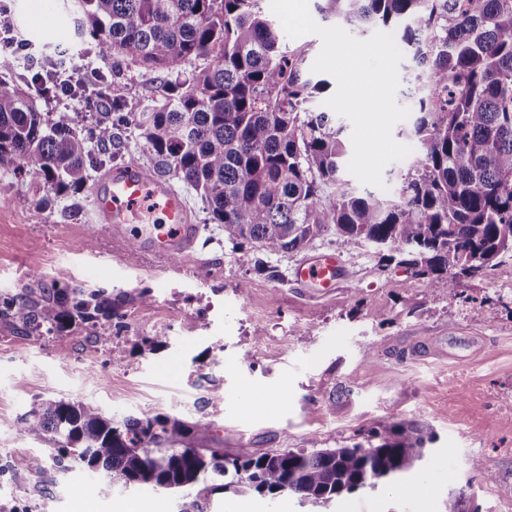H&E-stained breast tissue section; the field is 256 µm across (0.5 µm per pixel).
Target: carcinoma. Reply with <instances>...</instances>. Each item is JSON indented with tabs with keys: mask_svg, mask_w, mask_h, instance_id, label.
<instances>
[{
	"mask_svg": "<svg viewBox=\"0 0 512 512\" xmlns=\"http://www.w3.org/2000/svg\"><path fill=\"white\" fill-rule=\"evenodd\" d=\"M261 0H74L82 33L112 58L163 77L161 98L131 114L120 91L112 111L91 113L76 130L33 105L48 81L0 90V167L21 163L57 195L83 186L88 168L127 152L130 125L151 160L146 175L175 174L195 190L208 223L268 255L302 251L334 230L346 246L363 239L414 274L459 296L461 277L482 274L512 253V0H315L325 20L375 25L413 50L425 76L409 136L424 158L401 175L394 196L355 195L340 178L345 145L330 112L306 107L313 84L304 52L282 47ZM198 63L192 71L186 65ZM97 143L93 152L89 144ZM133 301H152L65 284L48 294L0 301V319L51 334L100 317L124 323ZM170 415L116 426L99 408L43 399L18 431L51 445L65 461L130 485L189 491L211 472L220 490L289 492L316 504L419 469L421 430L388 420L368 445L286 449L229 457L200 448Z\"/></svg>",
	"mask_w": 512,
	"mask_h": 512,
	"instance_id": "cac0c4a2",
	"label": "carcinoma"
}]
</instances>
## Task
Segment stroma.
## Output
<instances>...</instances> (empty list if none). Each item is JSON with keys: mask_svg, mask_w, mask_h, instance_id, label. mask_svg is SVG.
Segmentation results:
<instances>
[{"mask_svg": "<svg viewBox=\"0 0 512 512\" xmlns=\"http://www.w3.org/2000/svg\"><path fill=\"white\" fill-rule=\"evenodd\" d=\"M7 2L27 49L0 52L5 85L28 76L30 58L50 64L56 21L74 20L67 0H52L47 22L36 0ZM68 43L77 64L102 69L94 92L117 82L129 111L153 103L156 74L129 68L114 77L106 46L75 33ZM100 175L87 170L78 194L55 196L28 170L0 167V295L72 283L153 297L128 305L121 329L103 321L39 335L0 321V512H77L83 503L90 512H512L511 257L462 280L452 300L368 244L343 248L326 233L313 252L340 254L349 278L315 294L290 282L301 253L269 256L225 238L189 188L199 227L190 254L174 261L114 239L93 221ZM21 197L29 207L18 206ZM86 240L93 249H81ZM150 336L164 346L148 350ZM39 398L91 403L117 422L157 414L199 422L196 445L228 455L338 448L391 418L433 440L414 474L325 504L288 493L186 494L76 463L56 467L48 445L14 426Z\"/></svg>", "mask_w": 512, "mask_h": 512, "instance_id": "35a3bbf8", "label": "stroma"}]
</instances>
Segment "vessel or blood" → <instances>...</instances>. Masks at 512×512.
Instances as JSON below:
<instances>
[{
  "label": "vessel or blood",
  "instance_id": "b4317fda",
  "mask_svg": "<svg viewBox=\"0 0 512 512\" xmlns=\"http://www.w3.org/2000/svg\"><path fill=\"white\" fill-rule=\"evenodd\" d=\"M149 202L160 208L165 228L148 235V246L161 255L189 252L197 239L198 227L192 222L185 198L167 180L147 178L140 167L127 164L108 171L93 194L97 223L106 225L119 237L123 236L131 214ZM345 278L344 264L334 253L311 256L298 263L292 272L294 285L325 291L337 288Z\"/></svg>",
  "mask_w": 512,
  "mask_h": 512
}]
</instances>
